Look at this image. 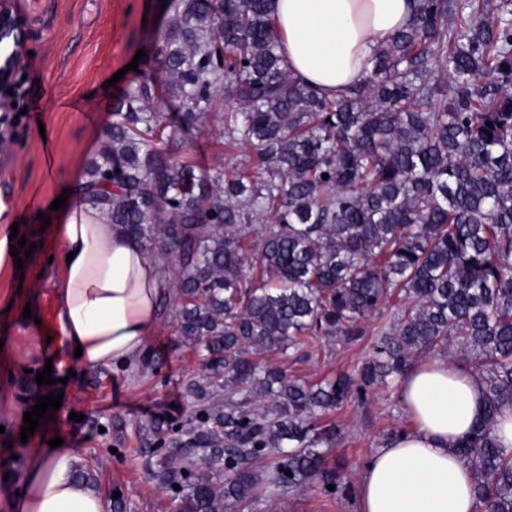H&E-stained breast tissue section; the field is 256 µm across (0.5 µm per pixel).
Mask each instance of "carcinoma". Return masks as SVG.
<instances>
[{
	"mask_svg": "<svg viewBox=\"0 0 512 512\" xmlns=\"http://www.w3.org/2000/svg\"><path fill=\"white\" fill-rule=\"evenodd\" d=\"M278 48L269 0H177L159 62L113 104L80 187L164 263L173 320L206 369L183 421L145 423L160 479L188 512H226L264 480L341 492L325 452L341 429L322 415L455 342L477 352L485 386L459 454L479 512H512V457L492 434L512 405V0H416L336 99ZM221 91L239 106L225 139L256 161L229 176L172 163L165 129L190 133ZM372 315L353 376L312 383L260 360L359 339ZM174 437L203 473L171 455Z\"/></svg>",
	"mask_w": 512,
	"mask_h": 512,
	"instance_id": "1",
	"label": "carcinoma"
}]
</instances>
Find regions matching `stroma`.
<instances>
[{
    "label": "stroma",
    "mask_w": 512,
    "mask_h": 512,
    "mask_svg": "<svg viewBox=\"0 0 512 512\" xmlns=\"http://www.w3.org/2000/svg\"><path fill=\"white\" fill-rule=\"evenodd\" d=\"M14 16L28 33L27 50L18 73L21 105L27 111L4 147L0 148V225L25 222L28 242L40 243L38 223L25 206L33 193L54 195L58 184H79L100 151L112 121V104L136 79L129 64L136 51L154 56L171 9L159 0H11ZM124 78H117V71ZM234 101L217 95L191 136L165 140L170 161L192 163L231 173L247 160V149L227 144L224 117L236 110ZM56 139L53 165H46L39 146V129ZM371 336L348 341L322 339L311 357H273L274 365L310 382L335 380L352 373L365 358ZM137 368L112 366L87 371L71 362L75 377L67 384L30 389L34 373L14 375L12 390L22 411H29L47 391L62 392L53 420L41 423L35 435L21 441L22 421L0 434V475L18 483L30 453L59 437L81 459L93 477L91 486L104 499L121 490L129 512H177L169 493L149 475L156 462L143 451L141 425L157 416L185 419L191 406L184 385L199 375L198 357L179 335L170 314H162ZM83 414L72 421L70 413ZM324 424L341 429L327 454L328 465L345 464L351 490L333 497L308 484L284 494L260 486L257 496L235 512H356L361 471L370 455L396 429L411 426L396 395L395 384L374 386L365 401L355 400L328 413Z\"/></svg>",
    "instance_id": "stroma-1"
}]
</instances>
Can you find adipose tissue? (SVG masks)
Masks as SVG:
<instances>
[{"instance_id": "ef3b65f1", "label": "adipose tissue", "mask_w": 512, "mask_h": 512, "mask_svg": "<svg viewBox=\"0 0 512 512\" xmlns=\"http://www.w3.org/2000/svg\"><path fill=\"white\" fill-rule=\"evenodd\" d=\"M413 0H271V17L289 73L330 98L361 82L377 48L406 29ZM58 242L42 273L55 292L70 346L80 364L98 370L132 365L158 326L161 264L154 253L112 224L108 214L67 195L46 229ZM11 229L0 225V323L21 319L34 294L17 292ZM42 354L36 343L13 351L0 373V426L20 409L14 373ZM396 393L413 425L378 448L357 485L356 512H477L475 476L458 453L484 416L479 376L434 358L401 378ZM67 448H39L22 475V490L0 491L7 512H107L105 499L77 477Z\"/></svg>"}]
</instances>
